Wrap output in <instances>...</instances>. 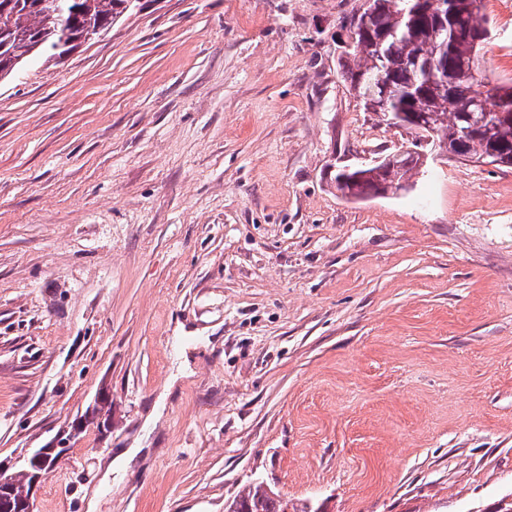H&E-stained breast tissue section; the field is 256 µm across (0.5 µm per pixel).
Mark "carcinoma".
<instances>
[{
	"mask_svg": "<svg viewBox=\"0 0 512 512\" xmlns=\"http://www.w3.org/2000/svg\"><path fill=\"white\" fill-rule=\"evenodd\" d=\"M483 0H367L346 20L353 52L343 65L365 110L401 120L478 163L512 168V124L491 130L480 124L482 104H491L506 83L480 90L479 53L490 30ZM131 0H0V82L32 58L59 61L87 37L100 36L132 9ZM424 165L407 155L392 172L383 163L336 173V190L346 197L367 189L395 194L409 173ZM224 512H309L308 506L255 484L224 503Z\"/></svg>",
	"mask_w": 512,
	"mask_h": 512,
	"instance_id": "cac0c4a2",
	"label": "carcinoma"
}]
</instances>
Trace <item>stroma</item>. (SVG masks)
I'll return each mask as SVG.
<instances>
[{"label":"stroma","mask_w":512,"mask_h":512,"mask_svg":"<svg viewBox=\"0 0 512 512\" xmlns=\"http://www.w3.org/2000/svg\"><path fill=\"white\" fill-rule=\"evenodd\" d=\"M364 0H140L0 84V463L36 512H492L512 493V168L412 146L341 77ZM489 86L512 0H484ZM112 394V429L73 421ZM136 449L127 465L117 450ZM415 150L409 149L402 153L390 155L388 158L382 160L380 158L378 162H381L369 167V168H355L348 169L347 173H343L342 170H339L336 173V177H334V183H336V190L342 194V196L347 197L348 194L351 193H360L365 192L367 189H380L381 196H385L389 193L396 194L399 190H403L405 186L411 187L409 183V179L411 175L408 176L414 170H419L426 161L421 160V154H416L415 156L407 155V154H415ZM406 155V156H405ZM425 156L424 154H422ZM405 156V157H404ZM403 161V165H401L400 159ZM385 160V164L390 168V170L398 168V170L391 172L383 162ZM376 171V172H375ZM373 173L369 175L368 179H363L364 175L367 173ZM361 175L363 177H357ZM65 444L66 442L63 441V438H60L52 446L46 448H37L23 459V465L32 467V470L27 472L31 480L29 484V490H25L23 492L24 488L28 487L29 482L25 469L21 468L17 475L11 478L12 486L16 494L20 495L23 492L21 496L17 497L16 499L13 498L15 493L12 491V487L10 486V477L5 476L2 464L0 463L1 512H36L33 499L34 493L39 484L45 478V475L47 474L46 471L49 468L52 470L55 466L53 460L49 461L48 463L47 461L53 457L56 461H60L67 454V450L69 449ZM290 502L261 483L224 503V512H288Z\"/></svg>","instance_id":"obj_1"}]
</instances>
